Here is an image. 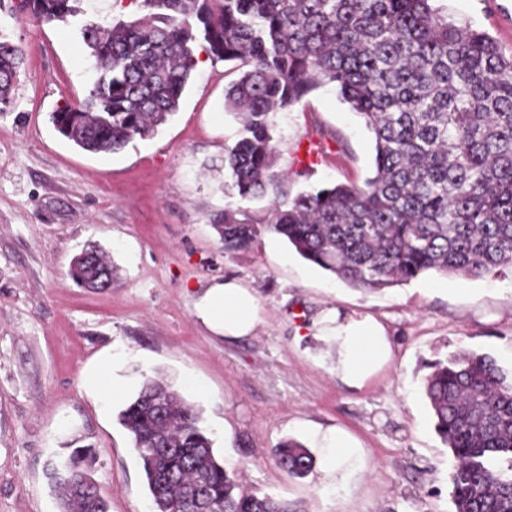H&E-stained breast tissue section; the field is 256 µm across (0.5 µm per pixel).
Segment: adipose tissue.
Returning a JSON list of instances; mask_svg holds the SVG:
<instances>
[{"label": "adipose tissue", "instance_id": "ef3b65f1", "mask_svg": "<svg viewBox=\"0 0 512 512\" xmlns=\"http://www.w3.org/2000/svg\"><path fill=\"white\" fill-rule=\"evenodd\" d=\"M200 318L227 336H247L257 323V300L249 288L227 280L212 285L197 304ZM328 349L329 369L352 387L364 386L391 359V342L385 327L368 314L339 317L328 310L317 330ZM325 478L336 484L348 482L362 468L364 450L344 429L322 437Z\"/></svg>", "mask_w": 512, "mask_h": 512}]
</instances>
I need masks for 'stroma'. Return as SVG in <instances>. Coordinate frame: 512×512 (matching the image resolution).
Returning a JSON list of instances; mask_svg holds the SVG:
<instances>
[{
	"mask_svg": "<svg viewBox=\"0 0 512 512\" xmlns=\"http://www.w3.org/2000/svg\"><path fill=\"white\" fill-rule=\"evenodd\" d=\"M445 15L487 32L512 55V0H438ZM69 23L14 20L0 30L27 56L11 106L0 112V512H59L45 475L74 441L95 450L92 476L109 512H149L150 494L128 433L117 421L143 375L162 379L201 412L216 456L244 487L306 512H453L448 447L424 393L428 364L477 352L512 368V271L482 277L429 274L404 285L353 287L260 230L249 251L228 252L214 228L239 198L224 150L240 121L224 107L236 63L200 55L177 112L150 138L113 154L64 139L51 112L89 83L87 20L130 21L135 0H86ZM277 171L290 191L362 184L374 140L334 87L271 116ZM323 154L303 167L302 148ZM107 251L111 288L70 276L88 244ZM234 278L257 298L251 335L212 330L196 305ZM369 314L387 328L392 359L363 387L332 374L313 328L328 309ZM114 360L125 390L109 399L86 381ZM351 432L366 469L346 489L324 487L322 434ZM289 438L315 458L306 478L274 460Z\"/></svg>",
	"mask_w": 512,
	"mask_h": 512,
	"instance_id": "stroma-1",
	"label": "stroma"
}]
</instances>
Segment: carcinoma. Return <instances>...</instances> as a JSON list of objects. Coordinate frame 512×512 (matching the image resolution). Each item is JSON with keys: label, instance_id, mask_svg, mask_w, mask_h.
I'll return each instance as SVG.
<instances>
[{"label": "carcinoma", "instance_id": "cac0c4a2", "mask_svg": "<svg viewBox=\"0 0 512 512\" xmlns=\"http://www.w3.org/2000/svg\"><path fill=\"white\" fill-rule=\"evenodd\" d=\"M83 0H10L15 17L69 22ZM132 21L81 28L93 58L87 94L50 113L55 129L91 153H117L149 138L177 112L199 61L246 70L225 107L241 120L224 170L243 201L271 198L262 217L226 208L215 229L243 251L260 223L304 259L362 288L426 273L480 277L512 267V56L487 33L459 26L433 0H137ZM24 49L0 32V104H11ZM335 86L375 141L374 174L361 187L335 184L288 194L274 170L270 115ZM69 273L101 289L112 264L96 249ZM425 394L435 429L455 461L454 512H512V374L487 354L431 364ZM130 434L152 512H303L243 489L216 458L200 412L145 378L118 414ZM303 478L314 457L294 439L274 453ZM88 447L51 462L60 512H108L80 464ZM200 492L202 508L189 501Z\"/></svg>", "mask_w": 512, "mask_h": 512}]
</instances>
